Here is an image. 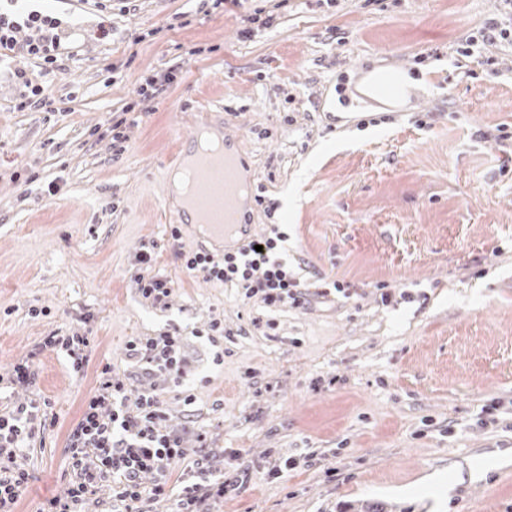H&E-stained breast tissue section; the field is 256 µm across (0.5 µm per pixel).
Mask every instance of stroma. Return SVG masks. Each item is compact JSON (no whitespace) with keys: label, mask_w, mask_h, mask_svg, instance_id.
I'll return each instance as SVG.
<instances>
[{"label":"stroma","mask_w":512,"mask_h":512,"mask_svg":"<svg viewBox=\"0 0 512 512\" xmlns=\"http://www.w3.org/2000/svg\"><path fill=\"white\" fill-rule=\"evenodd\" d=\"M38 8L66 23L52 111L16 106L14 70L40 83L42 61L0 59V394L46 400L54 419L17 458L31 481L15 512L64 490L67 434L106 364L157 390L191 455L246 472L211 512H512V419L480 422L490 399L512 400V44L479 43L486 22L512 25V0ZM252 12L271 23L246 36ZM171 68L177 83L116 151L98 126ZM380 68L414 80L399 110L345 95ZM207 110L275 207L251 209L252 234L285 227L302 308L272 312L182 270L199 240L191 223L170 237L167 159ZM145 246L176 283L168 307L137 291ZM334 279L349 296L321 298ZM215 317L226 334L212 343L200 331ZM173 328L190 405L128 357L132 337ZM74 331L91 336L78 375L37 349ZM34 350L35 386L10 384Z\"/></svg>","instance_id":"stroma-1"}]
</instances>
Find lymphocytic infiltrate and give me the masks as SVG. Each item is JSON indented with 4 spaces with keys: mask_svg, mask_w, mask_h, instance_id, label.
Returning a JSON list of instances; mask_svg holds the SVG:
<instances>
[{
    "mask_svg": "<svg viewBox=\"0 0 512 512\" xmlns=\"http://www.w3.org/2000/svg\"><path fill=\"white\" fill-rule=\"evenodd\" d=\"M35 29V38L18 43L20 27ZM34 58L43 61L50 72H57L61 57L58 17L33 10L19 14L0 10V57ZM286 232L272 228L232 252L217 255L197 251L185 256L184 270L191 275L240 288L244 298H258L264 307H300L302 285L284 257ZM180 339L164 332L144 340H133L129 349L145 366L146 372H160L180 378L177 356ZM163 413L155 397L135 391L112 375L111 365L99 372V384L89 396L82 414L67 438L69 480L63 495L43 504L41 512H82L88 496L109 488L119 512H141L147 500L173 497L174 512H201L202 501L217 500L235 490L232 479L214 477L203 460H195V483L172 492L165 478L169 468L184 462L186 454L177 440L163 428ZM48 417L39 403L0 409V512H14L29 485V474L15 459L23 448L42 436ZM155 475L153 484L144 475Z\"/></svg>",
    "mask_w": 512,
    "mask_h": 512,
    "instance_id": "f902f5d3",
    "label": "lymphocytic infiltrate"
}]
</instances>
